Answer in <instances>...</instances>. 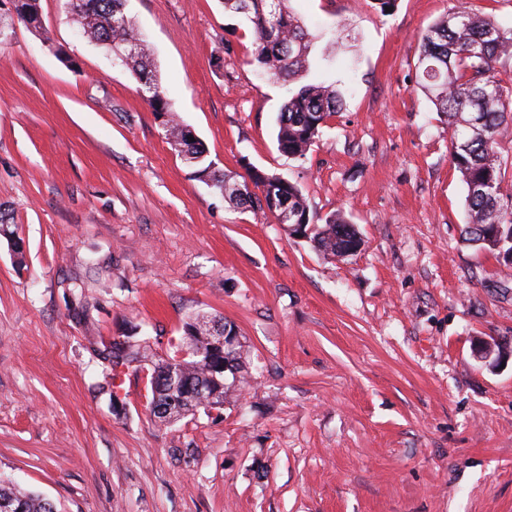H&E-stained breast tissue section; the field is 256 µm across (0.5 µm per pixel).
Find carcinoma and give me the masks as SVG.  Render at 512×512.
<instances>
[{"instance_id": "carcinoma-1", "label": "carcinoma", "mask_w": 512, "mask_h": 512, "mask_svg": "<svg viewBox=\"0 0 512 512\" xmlns=\"http://www.w3.org/2000/svg\"><path fill=\"white\" fill-rule=\"evenodd\" d=\"M74 26L104 50L123 49L134 40L137 51L121 63L143 86V99L162 118L165 133L180 146L178 153L193 168L194 177L243 209L264 215L288 209L292 223L308 224L313 248L326 258L336 257L344 238L359 239L353 225L332 214L318 223L307 197L279 174L255 171L250 182L230 177L205 162V150L172 110L151 69L144 40L124 12V0H69ZM288 0H224V11L238 16L252 30L253 61L268 79L288 82L320 69L310 57L314 36L286 8ZM512 57V30L493 17L454 10L431 25L420 38L416 83L432 101L441 123L448 127L449 160L466 187L467 222L463 242L486 251H512V191L504 187L507 162L498 151L499 140L512 130V98L505 95L497 64ZM343 107L336 85L323 75L302 85L283 104L278 116V150L303 159L326 121ZM193 331L200 356L161 359L151 365L149 411L157 404L170 410L160 421H177L199 409L224 404L228 387L223 368L245 372L240 340L214 352L206 330ZM145 341H134L123 362L112 368L135 370L148 360ZM11 512H56L48 499L23 492L0 476V505Z\"/></svg>"}]
</instances>
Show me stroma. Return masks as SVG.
Masks as SVG:
<instances>
[{"label":"stroma","mask_w":512,"mask_h":512,"mask_svg":"<svg viewBox=\"0 0 512 512\" xmlns=\"http://www.w3.org/2000/svg\"><path fill=\"white\" fill-rule=\"evenodd\" d=\"M40 3L42 32L0 43V474L57 512H512V271L463 243L466 188L415 83L430 25L512 29V0H289L344 97L302 160L277 147L290 85L221 0H126L209 160L344 215L362 245L340 261L213 195L67 0ZM197 313L235 326L246 380L165 424L97 351L178 355Z\"/></svg>","instance_id":"stroma-1"}]
</instances>
